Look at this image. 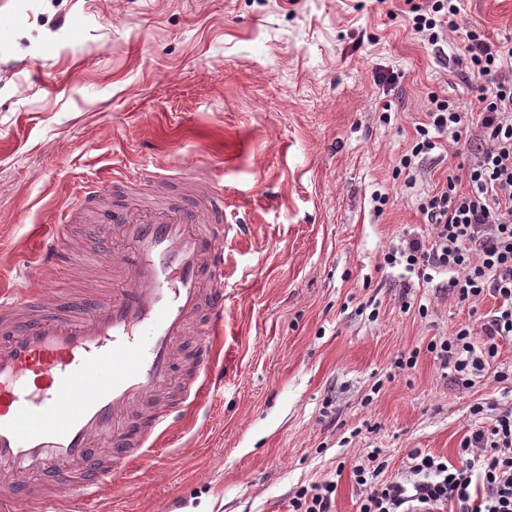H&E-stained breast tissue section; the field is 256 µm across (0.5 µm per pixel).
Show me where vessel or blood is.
Returning <instances> with one entry per match:
<instances>
[{"mask_svg": "<svg viewBox=\"0 0 512 512\" xmlns=\"http://www.w3.org/2000/svg\"><path fill=\"white\" fill-rule=\"evenodd\" d=\"M211 206H124L95 230L112 259L96 296L46 304L26 278L0 291V512H71L155 453L224 385V183L189 169ZM112 192L88 183L38 253L56 270L74 208ZM193 344L195 367L177 376ZM110 447L93 459L95 443ZM51 476L36 495L31 479Z\"/></svg>", "mask_w": 512, "mask_h": 512, "instance_id": "obj_1", "label": "vessel or blood"}]
</instances>
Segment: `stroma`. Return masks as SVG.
Returning <instances> with one entry per match:
<instances>
[{
    "label": "stroma",
    "instance_id": "stroma-1",
    "mask_svg": "<svg viewBox=\"0 0 512 512\" xmlns=\"http://www.w3.org/2000/svg\"><path fill=\"white\" fill-rule=\"evenodd\" d=\"M404 0H0V289L83 296L110 280L93 238L111 210L76 211L84 265L35 262L60 209L89 181L119 179L124 203L171 205L193 166L224 180V389L207 415L109 487L93 512H288L303 486L338 482L380 449L386 475L420 448L460 464L475 403L512 400L492 377H444L426 347L494 306L418 288L380 269L404 232L426 233L392 177L427 97L467 101L403 18ZM462 16L512 36V0H464ZM398 74L394 86L378 70ZM389 112L390 123L379 116ZM169 180L157 192L156 175ZM390 203L374 216L371 195ZM424 305L426 316L416 307ZM414 368L397 363L411 352Z\"/></svg>",
    "mask_w": 512,
    "mask_h": 512
}]
</instances>
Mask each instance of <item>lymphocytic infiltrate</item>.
<instances>
[{
    "instance_id": "obj_1",
    "label": "lymphocytic infiltrate",
    "mask_w": 512,
    "mask_h": 512,
    "mask_svg": "<svg viewBox=\"0 0 512 512\" xmlns=\"http://www.w3.org/2000/svg\"><path fill=\"white\" fill-rule=\"evenodd\" d=\"M463 0H411L405 19L436 53L452 49L453 77L473 82V100L462 103L430 93L424 120L399 167L422 173L431 152L468 143V166L449 167L418 204L425 236L403 235L383 256L403 267V311L416 282L449 292L458 303L493 298L478 322L432 339L427 350L440 369L464 384L493 375L512 382V368L497 366L501 341L512 338V37L491 38L462 21ZM460 443L461 466L422 449L409 451L410 466L384 477V463L357 465L358 512H512V403L482 421Z\"/></svg>"
}]
</instances>
